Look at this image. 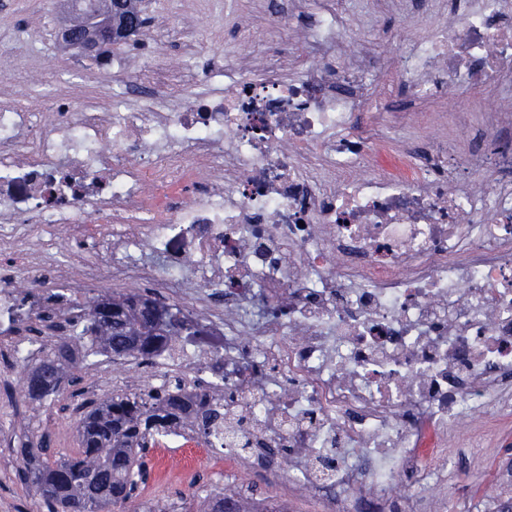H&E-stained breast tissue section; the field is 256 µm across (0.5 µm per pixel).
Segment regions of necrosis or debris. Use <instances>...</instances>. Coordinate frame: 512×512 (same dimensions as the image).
I'll use <instances>...</instances> for the list:
<instances>
[{
  "instance_id": "4bbe7bcc",
  "label": "necrosis or debris",
  "mask_w": 512,
  "mask_h": 512,
  "mask_svg": "<svg viewBox=\"0 0 512 512\" xmlns=\"http://www.w3.org/2000/svg\"><path fill=\"white\" fill-rule=\"evenodd\" d=\"M447 27L373 50L344 0H317L289 59L214 66L221 91L160 110L97 96L0 105V263L79 314L86 287H149L200 328L158 355L163 387L224 402V440L165 433L185 471L212 462L289 482L317 512H419L448 480V438L512 412V0H459ZM393 81L378 82L379 74ZM448 98L468 142L401 137L400 103ZM79 242L87 256L63 252ZM17 366L49 344L14 336Z\"/></svg>"
}]
</instances>
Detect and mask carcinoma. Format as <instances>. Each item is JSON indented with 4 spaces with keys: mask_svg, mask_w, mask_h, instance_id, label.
Returning <instances> with one entry per match:
<instances>
[{
    "mask_svg": "<svg viewBox=\"0 0 512 512\" xmlns=\"http://www.w3.org/2000/svg\"><path fill=\"white\" fill-rule=\"evenodd\" d=\"M157 302L142 295H99L90 299L82 327L57 342L34 366L24 367L23 389L38 409L56 393L70 364L87 350L113 356L151 358L183 335L181 323L159 320ZM223 416L210 405L206 390L150 388L94 403L79 420V452L53 458L22 449V480L51 512H113L123 509L146 476L147 445L155 432L190 421L204 437L212 435ZM241 512V503L217 493L189 512H224V504Z\"/></svg>",
    "mask_w": 512,
    "mask_h": 512,
    "instance_id": "1",
    "label": "carcinoma"
}]
</instances>
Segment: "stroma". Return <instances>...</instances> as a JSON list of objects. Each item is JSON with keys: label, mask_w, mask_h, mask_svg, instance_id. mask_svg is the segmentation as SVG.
<instances>
[{"label": "stroma", "mask_w": 512, "mask_h": 512, "mask_svg": "<svg viewBox=\"0 0 512 512\" xmlns=\"http://www.w3.org/2000/svg\"><path fill=\"white\" fill-rule=\"evenodd\" d=\"M354 29L365 38L379 35L390 39L404 34L415 40L435 27L448 24V0H350ZM149 29L161 30L162 38L139 36L114 47V54L126 57L124 81L134 83L137 93L165 99L164 84H138L145 69L165 72L169 64L191 61L197 71L208 70L212 60L245 40L262 39L276 9L274 0H229L219 11H207L203 0H141ZM74 13L71 0H0V103L24 100L30 93L26 81L11 80L10 72L36 75L45 97L65 93L78 98L98 96L102 105L110 103V86L101 74L95 56L59 45L58 29L70 25ZM73 382L63 383L38 414L28 407L15 408L0 420V512H46L40 497L19 477L22 465L18 450L25 441L45 442L50 453L61 457L77 452L75 432L81 400L97 399L107 391L104 375H90L84 361L71 370ZM448 452L454 465L439 503L440 512H460L463 500H477L490 487L489 476L512 463V416L489 427L481 456L461 453L456 440H449ZM153 467L146 484L159 489L165 504L199 500L214 493L218 485L207 472L192 480L175 478V456L159 459L150 452Z\"/></svg>", "instance_id": "stroma-1"}]
</instances>
